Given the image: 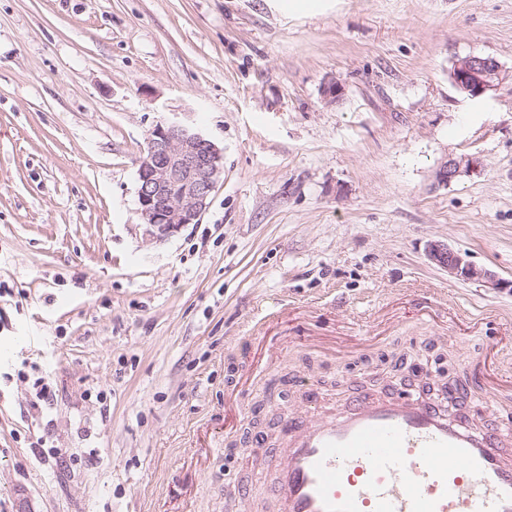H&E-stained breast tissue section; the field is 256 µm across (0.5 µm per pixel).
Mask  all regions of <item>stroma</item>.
Masks as SVG:
<instances>
[{"label": "stroma", "mask_w": 512, "mask_h": 512, "mask_svg": "<svg viewBox=\"0 0 512 512\" xmlns=\"http://www.w3.org/2000/svg\"><path fill=\"white\" fill-rule=\"evenodd\" d=\"M472 53L505 70L483 99L449 80ZM166 119L224 172L199 223L155 240L137 160ZM461 153L482 171L436 185ZM433 243L507 288L449 277ZM502 336L512 0H0V512H267L224 490L271 480L305 378L342 396L429 376L512 429V389L472 381Z\"/></svg>", "instance_id": "obj_1"}]
</instances>
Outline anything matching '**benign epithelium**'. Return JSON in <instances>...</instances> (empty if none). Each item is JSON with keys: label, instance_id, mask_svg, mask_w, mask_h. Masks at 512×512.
I'll return each mask as SVG.
<instances>
[{"label": "benign epithelium", "instance_id": "1", "mask_svg": "<svg viewBox=\"0 0 512 512\" xmlns=\"http://www.w3.org/2000/svg\"><path fill=\"white\" fill-rule=\"evenodd\" d=\"M449 79L460 93L480 99L498 86L504 73L493 56L467 55L453 61ZM482 168L477 155H450L436 167L434 177L437 184L448 186ZM223 171V153L212 140L179 122L154 125L137 170L138 211L147 235L161 240L199 223ZM429 257L454 278L493 289L512 287V282L473 265L444 244L431 245Z\"/></svg>", "mask_w": 512, "mask_h": 512}]
</instances>
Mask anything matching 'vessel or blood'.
Listing matches in <instances>:
<instances>
[{
    "mask_svg": "<svg viewBox=\"0 0 512 512\" xmlns=\"http://www.w3.org/2000/svg\"><path fill=\"white\" fill-rule=\"evenodd\" d=\"M325 400L309 384L306 411L281 419L273 482L238 498L278 512H512V433L408 391L360 393L334 411Z\"/></svg>",
    "mask_w": 512,
    "mask_h": 512,
    "instance_id": "vessel-or-blood-1",
    "label": "vessel or blood"
}]
</instances>
